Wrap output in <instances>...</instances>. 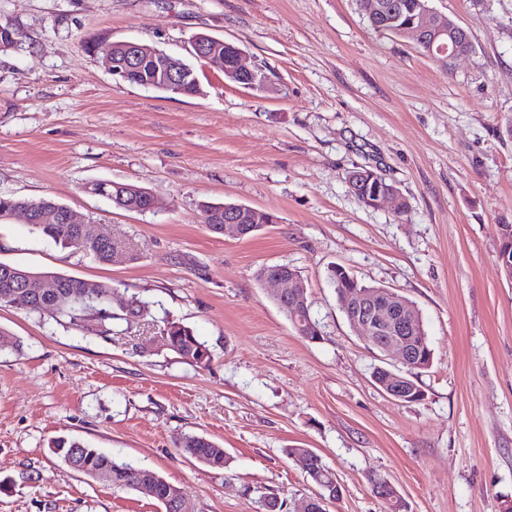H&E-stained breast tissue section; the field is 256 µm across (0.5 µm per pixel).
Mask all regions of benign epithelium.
Wrapping results in <instances>:
<instances>
[{"label": "benign epithelium", "instance_id": "obj_1", "mask_svg": "<svg viewBox=\"0 0 512 512\" xmlns=\"http://www.w3.org/2000/svg\"><path fill=\"white\" fill-rule=\"evenodd\" d=\"M405 34L414 36L416 43L423 45L430 55L448 57V63L468 57L473 53V43L467 31L447 18L446 15L429 5L427 0L419 2V12L408 24ZM194 55L200 59L218 64L226 76L236 83L251 89L264 91L269 88V77L264 67L250 61L244 51L238 46L207 36L196 39L192 43ZM112 75L125 81L132 71L142 69L145 62H150V79L145 86L160 85L173 92L181 91L182 85L188 78L186 71L172 66L170 57L154 52L152 54L137 42L127 43L125 56L117 61L105 56ZM368 181L381 186L370 201V207L375 208L382 202L401 203L402 197L395 184L370 170L365 174ZM141 200L130 202L127 209L135 212H148L156 208L153 194L147 189L139 190ZM274 218L267 212L245 205H224V224L211 232L219 235L231 233L244 238L251 234L256 226L269 224ZM342 282L349 285L347 303L351 311L350 321L353 326L361 329L368 344L386 355L395 353L399 356L400 364L405 368H415L422 365L420 352L415 344V334L420 325L414 306L406 299L386 289H365L355 286L356 279L344 274ZM263 284H277L281 289L274 299L283 307L292 310V314L307 309L305 286L296 275L283 272L275 276L264 275ZM26 288L41 296L56 293L57 283L50 277L37 281H26ZM375 384L389 396L405 401L423 396V390L418 388L410 379L381 367L373 378ZM374 494L390 507L401 508L402 501L393 486L386 480L376 478L372 482ZM343 495L342 485L335 484V491L325 496L318 492L312 497H303L288 503L291 512H327L329 505L336 503Z\"/></svg>", "mask_w": 512, "mask_h": 512}]
</instances>
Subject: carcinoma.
<instances>
[{"mask_svg":"<svg viewBox=\"0 0 512 512\" xmlns=\"http://www.w3.org/2000/svg\"><path fill=\"white\" fill-rule=\"evenodd\" d=\"M375 2L379 11L373 18V23L381 24L384 17L394 15L400 22L407 23L412 15L417 0H356L361 13H366V5ZM85 51L95 53L105 51L110 55L123 53L121 42H85L82 44ZM64 204L54 200H27L8 195H0V222L6 221L16 214L25 219L34 230L56 245L71 247L78 251L91 254L100 263L111 260L113 245L105 242H89L87 233L83 231L81 224H67L63 220H55L46 212V209H61ZM9 264L0 262V305H8L11 300L8 296L22 291L21 279L27 277L38 278L40 274L28 269L12 267V270L21 273V276L7 275L5 268ZM58 282L57 308L38 300L30 301V306L21 303L16 305L18 309H27L30 312L44 314L48 310L69 318L72 322L89 321L96 324L100 333L112 332V321L123 320L127 323L144 316L148 312V306L135 296L128 299L119 295L118 289L112 284L101 281H89L74 276L60 273H52ZM169 349L181 358L197 366H206L210 362V350L194 331L176 322H169L163 328ZM58 447L64 449V454H74V471L85 476L93 477L95 471L100 468H108L112 471V487L118 489H137V478L144 468L130 462L119 460L110 454L102 452L98 448H92L77 440L62 441ZM182 454L194 459L210 468L223 469L228 463L224 454V448L215 442L198 436L188 434L180 443Z\"/></svg>","mask_w":512,"mask_h":512,"instance_id":"carcinoma-1","label":"carcinoma"}]
</instances>
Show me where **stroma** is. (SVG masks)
Here are the masks:
<instances>
[{
  "label": "stroma",
  "mask_w": 512,
  "mask_h": 512,
  "mask_svg": "<svg viewBox=\"0 0 512 512\" xmlns=\"http://www.w3.org/2000/svg\"><path fill=\"white\" fill-rule=\"evenodd\" d=\"M474 52L443 73L412 37L371 29L355 0H0L17 31L0 51V194L66 204L129 254L107 264L0 224V261L106 281L149 304L102 334L0 306V512H160L133 490L73 472L77 439L151 470L195 512H264L262 498L316 491L290 448H310L343 486L329 512H512V279L497 227L512 224V0H431ZM205 33L266 68L272 86L225 80L192 53ZM140 41L181 57L201 91L113 78L82 40ZM394 182L406 212L365 207L356 168ZM95 181L136 182L154 211L114 208ZM275 216L244 238L211 233L203 203ZM296 268L324 338L299 336L257 281ZM413 301L431 339L422 400L375 387L397 357L350 326L326 279ZM211 351L198 367L163 345L166 322ZM218 443L226 468L182 456L184 435Z\"/></svg>",
  "instance_id": "35a3bbf8"
}]
</instances>
